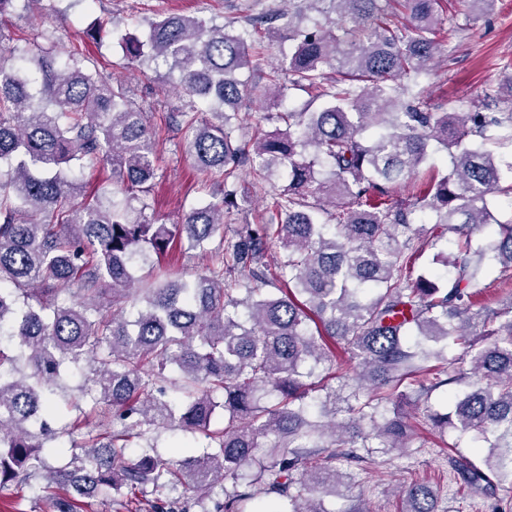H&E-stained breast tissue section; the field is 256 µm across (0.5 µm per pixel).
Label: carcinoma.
<instances>
[{
    "label": "carcinoma",
    "mask_w": 512,
    "mask_h": 512,
    "mask_svg": "<svg viewBox=\"0 0 512 512\" xmlns=\"http://www.w3.org/2000/svg\"><path fill=\"white\" fill-rule=\"evenodd\" d=\"M286 2L238 29L157 14L121 38L128 62L177 74L186 111L165 122L187 133L202 178L225 187L175 224L155 219L160 142L127 85L65 48L48 17L0 45V482L43 478L48 512L112 494L140 512L149 493V512H243L247 501L334 512L304 492L351 487L336 461L365 462L360 448L405 453L420 428L404 407L420 401L432 430L453 434L448 447L467 441L479 457H451L463 486L512 489V305L476 301L490 266L512 281V220L491 202L512 195V179L483 149L502 129L512 142V111L441 112L414 91L442 55L441 0ZM494 2L465 0V20ZM282 32L294 49L265 73L264 93L312 100L264 114L274 130L243 141L231 122L247 91L237 74ZM439 149L451 169L422 184L420 208L393 201ZM86 162L111 171L112 191L86 193L75 174ZM244 165L284 179L257 223L227 239L224 218L239 209L228 185ZM422 212L456 236L442 276L417 268ZM178 249L196 252L202 272L140 289L142 266ZM326 336L356 364L336 363ZM451 346L462 356L447 357ZM69 366L90 408L73 403L69 457L53 465L47 417ZM168 368L179 404L161 385ZM441 388L451 405L434 409ZM101 406L120 427L83 433ZM172 426L199 434L203 451L162 460L151 434ZM401 496L402 512H436L426 483Z\"/></svg>",
    "instance_id": "obj_1"
}]
</instances>
